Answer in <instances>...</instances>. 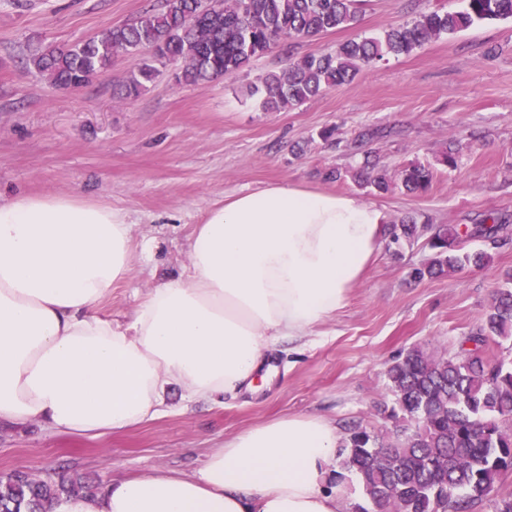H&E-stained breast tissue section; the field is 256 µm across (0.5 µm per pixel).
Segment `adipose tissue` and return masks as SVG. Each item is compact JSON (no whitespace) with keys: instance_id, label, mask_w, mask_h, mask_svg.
Returning <instances> with one entry per match:
<instances>
[{"instance_id":"ef3b65f1","label":"adipose tissue","mask_w":512,"mask_h":512,"mask_svg":"<svg viewBox=\"0 0 512 512\" xmlns=\"http://www.w3.org/2000/svg\"><path fill=\"white\" fill-rule=\"evenodd\" d=\"M386 213L352 194L274 183L225 198L191 236L184 277L150 288L130 324L101 318L137 244L123 211L70 194L0 203V421L119 432L251 386L277 339L343 308L384 235ZM340 436L289 415L212 450L195 475L115 476L47 512H341L328 485Z\"/></svg>"}]
</instances>
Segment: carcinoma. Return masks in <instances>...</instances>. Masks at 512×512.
I'll list each match as a JSON object with an SVG mask.
<instances>
[{
  "mask_svg": "<svg viewBox=\"0 0 512 512\" xmlns=\"http://www.w3.org/2000/svg\"><path fill=\"white\" fill-rule=\"evenodd\" d=\"M461 11L428 8L391 25L381 34L347 41L334 52H312L263 76L252 94L271 112L291 109L329 88L350 84L362 70L391 57L410 55L442 36L475 24L512 19V0H465ZM364 0H161L136 21L74 43L47 46L29 54V64L55 87L83 88L112 66L120 53L153 51L120 88L138 97L169 62L179 65L176 80L197 85L230 77L277 46L313 40L337 29L358 26ZM371 193L389 189L385 170L365 162L357 172ZM410 193L427 191L432 164L414 162L399 174ZM419 236L414 221L391 224L393 244ZM481 238L496 248L509 239L508 224L496 220L460 229L433 230L428 261L413 271L421 280L484 264L486 252H463L461 237ZM512 340V287L499 289L482 321L452 356L414 347L387 369L389 387L415 431L393 438L355 429L339 449L342 469L355 473L364 499L352 512H474L493 496L500 477L512 472V361L488 355L490 342ZM98 488L75 478L35 480L14 471L0 476V512H43L62 494L93 495Z\"/></svg>",
  "mask_w": 512,
  "mask_h": 512,
  "instance_id": "carcinoma-1",
  "label": "carcinoma"
}]
</instances>
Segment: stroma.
<instances>
[{
    "instance_id": "1",
    "label": "stroma",
    "mask_w": 512,
    "mask_h": 512,
    "mask_svg": "<svg viewBox=\"0 0 512 512\" xmlns=\"http://www.w3.org/2000/svg\"><path fill=\"white\" fill-rule=\"evenodd\" d=\"M158 3L0 0V202L24 192L76 193L122 210L135 240L154 245L135 256L128 279L100 303V317L130 323L155 283L182 276L205 211L270 183L353 194L383 207L392 222L469 226L498 217L512 225V20L433 40L280 112L265 111L250 89L288 57L377 35L424 7L457 10L464 0H367L357 28L272 49L250 70L204 84H177L167 67L132 100L117 89L141 55H116L74 92L57 90L26 63L38 46L102 35ZM326 130L332 141L322 139ZM451 143L462 150L460 166L436 167L425 193L395 184L373 195L353 179L365 151L393 174ZM333 170L340 179H329ZM490 251L483 266L416 280L412 269L430 256L426 237L382 242L335 316L270 347V379L214 401L188 402L171 389L156 419L98 437L1 421L0 474L79 476L104 486L117 474L191 475L224 442L286 415L324 418L344 436L356 426L394 436L410 421L388 414L396 405L388 366L414 346L457 351L512 275V243Z\"/></svg>"
}]
</instances>
